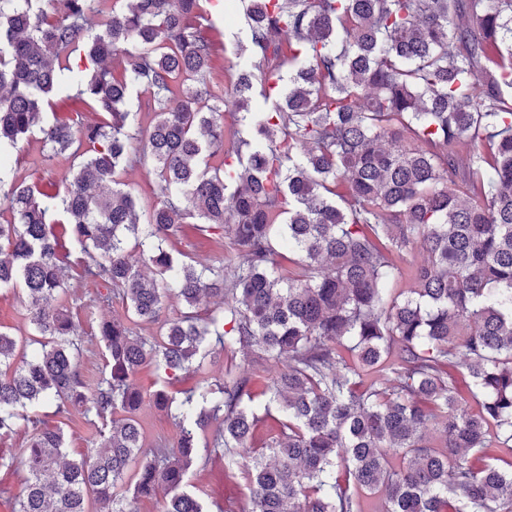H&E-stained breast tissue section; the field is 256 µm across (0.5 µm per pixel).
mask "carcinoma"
<instances>
[{"mask_svg": "<svg viewBox=\"0 0 512 512\" xmlns=\"http://www.w3.org/2000/svg\"><path fill=\"white\" fill-rule=\"evenodd\" d=\"M93 2L0 0V188L13 214L0 288L22 290L32 328L0 330V436L31 431L14 512H131L127 493L160 485L164 512H204L185 489L202 448L240 461L251 512H363V492L377 512H512V470L466 459L512 447V0H249L247 62L207 108L205 0H129L88 34ZM66 71L100 122L43 124ZM271 79L288 80L280 100L252 111ZM132 86L149 94L145 128L126 109ZM36 128L78 159L61 192L11 177ZM148 159L159 202L142 223L120 174ZM58 213L83 278L111 285L97 302L121 297L136 323L159 321L169 293L184 305L154 336L119 319L91 328L107 352L93 386ZM187 218L231 237L220 266L168 250ZM417 248L413 288L392 294ZM204 296L220 306L202 317ZM212 340L285 363L267 402L230 371L181 399L158 390L179 433L143 453L132 378L149 365L199 372ZM460 354L466 398L450 372ZM48 402L98 427L95 448L69 458L63 430L31 412ZM265 418L279 424L268 461L248 451Z\"/></svg>", "mask_w": 512, "mask_h": 512, "instance_id": "carcinoma-1", "label": "carcinoma"}]
</instances>
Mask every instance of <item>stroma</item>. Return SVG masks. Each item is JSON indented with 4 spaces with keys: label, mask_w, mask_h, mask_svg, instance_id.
<instances>
[{
    "label": "stroma",
    "mask_w": 512,
    "mask_h": 512,
    "mask_svg": "<svg viewBox=\"0 0 512 512\" xmlns=\"http://www.w3.org/2000/svg\"><path fill=\"white\" fill-rule=\"evenodd\" d=\"M244 8L243 0H234L233 14L229 17L225 16L223 8L214 6L210 9L212 17L209 34L219 44L209 75L213 87L224 86L226 70L233 65H244L247 60ZM9 164L14 181L37 190H60L64 187V179L71 171L74 159L66 153H48L40 135L33 133L20 141ZM171 248L214 265L220 264L224 258L223 251L217 249L211 238L198 233L194 222L190 220L182 224L180 232L171 242ZM65 271L70 295L75 300L70 311L82 328H89L91 324L102 320L127 319V309L121 299H114L108 306L89 305L88 299L94 294V287L84 283L75 265H67ZM253 359L249 351L227 354L216 346L208 358L206 374L181 372L176 379L170 380L149 368L138 373L135 382L141 386L146 397L136 412V418L142 427L146 447H171L177 436L173 418L154 403V391L163 389L177 397L181 392L194 388L202 377H209L213 381L223 380L225 370L229 369L249 377L252 393L260 399L267 390L270 378L279 372L280 367L270 363L258 370L253 366ZM38 415L48 425L62 427L70 455L86 452L97 438L94 427L86 424L80 414L62 417L56 415L54 404L45 403L39 406ZM27 438V433L22 430L8 437H0V512H12L16 497L25 487L27 472L17 457ZM187 482L189 492L200 499L205 512H251L240 471L228 464L223 451L208 452L205 464L190 469Z\"/></svg>",
    "instance_id": "obj_1"
}]
</instances>
